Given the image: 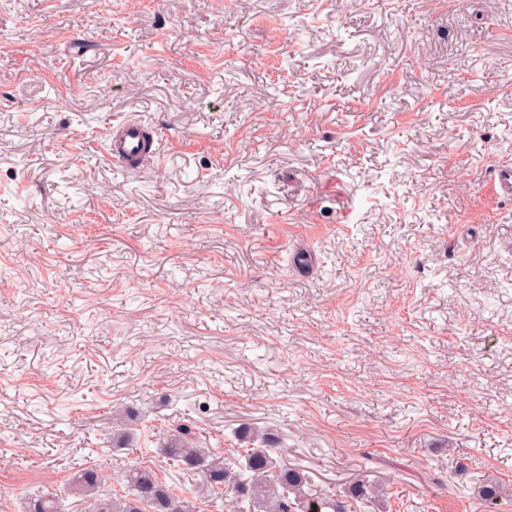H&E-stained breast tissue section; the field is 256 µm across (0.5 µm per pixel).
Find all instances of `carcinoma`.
<instances>
[{"mask_svg": "<svg viewBox=\"0 0 512 512\" xmlns=\"http://www.w3.org/2000/svg\"><path fill=\"white\" fill-rule=\"evenodd\" d=\"M164 452L189 469L201 470L204 483L176 492L153 468L135 467L124 474L125 494H105L103 476L89 468L73 477L71 490L90 500L92 512H193L190 497L225 487L257 512H347L349 507L344 499L305 489V474L281 466L268 448L247 449L245 462L236 470L224 458L199 447L190 431L183 430L173 435ZM25 512H63L62 502L54 493L32 496L25 502Z\"/></svg>", "mask_w": 512, "mask_h": 512, "instance_id": "1", "label": "carcinoma"}]
</instances>
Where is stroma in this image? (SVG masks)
Returning <instances> with one entry per match:
<instances>
[{"mask_svg":"<svg viewBox=\"0 0 512 512\" xmlns=\"http://www.w3.org/2000/svg\"><path fill=\"white\" fill-rule=\"evenodd\" d=\"M508 156L512 0H0V512L245 423L349 512H512ZM157 150L147 148L141 125L137 121H127L112 135L109 156L113 163L123 168L139 167L144 161L154 159ZM488 192L498 199L512 200V162L510 159L500 161L494 169L493 176L487 182Z\"/></svg>","mask_w":512,"mask_h":512,"instance_id":"obj_1","label":"stroma"}]
</instances>
